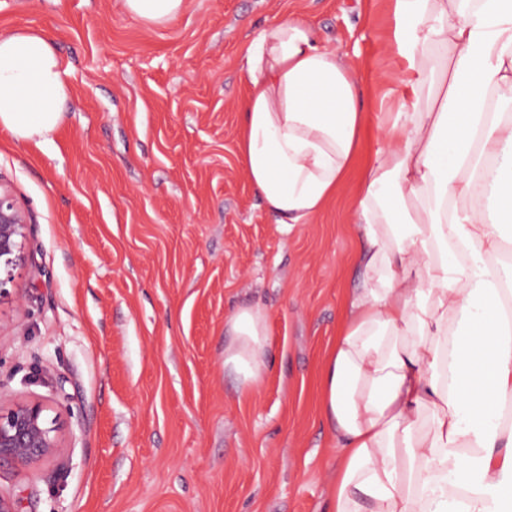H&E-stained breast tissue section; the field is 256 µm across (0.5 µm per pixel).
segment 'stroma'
Returning <instances> with one entry per match:
<instances>
[{"mask_svg":"<svg viewBox=\"0 0 512 512\" xmlns=\"http://www.w3.org/2000/svg\"><path fill=\"white\" fill-rule=\"evenodd\" d=\"M362 84L357 164L383 139L393 0H184L160 28L123 0H0V29L47 33L70 62L41 145L0 130V183L29 224L0 298V389L45 399L63 467L0 465L19 512H324L336 438L322 361L361 274L358 174L310 223L262 206L238 159L246 45L286 16ZM267 312L269 367L241 390L225 319ZM50 365L63 390L30 383Z\"/></svg>","mask_w":512,"mask_h":512,"instance_id":"1","label":"stroma"}]
</instances>
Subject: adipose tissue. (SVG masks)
Instances as JSON below:
<instances>
[{"label":"adipose tissue","instance_id":"obj_1","mask_svg":"<svg viewBox=\"0 0 512 512\" xmlns=\"http://www.w3.org/2000/svg\"><path fill=\"white\" fill-rule=\"evenodd\" d=\"M146 27L184 0H124ZM400 111L354 204L362 283L321 370L336 433L326 512H512V0H395ZM241 167L277 223H310L351 172L352 67L295 17L245 50ZM69 69L42 31L0 32V129L42 144ZM242 388L268 366L258 306L224 324Z\"/></svg>","mask_w":512,"mask_h":512}]
</instances>
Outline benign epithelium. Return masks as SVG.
I'll list each match as a JSON object with an SVG mask.
<instances>
[{"mask_svg":"<svg viewBox=\"0 0 512 512\" xmlns=\"http://www.w3.org/2000/svg\"><path fill=\"white\" fill-rule=\"evenodd\" d=\"M28 219L10 192L0 186V295L13 281ZM41 401L16 402L0 389V462L26 468L59 454L55 421Z\"/></svg>","mask_w":512,"mask_h":512,"instance_id":"obj_1","label":"benign epithelium"}]
</instances>
